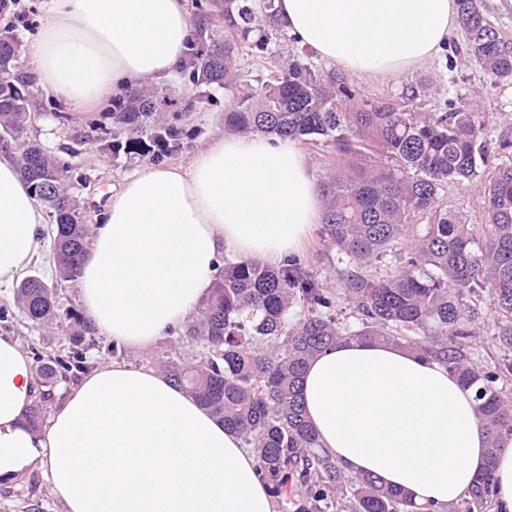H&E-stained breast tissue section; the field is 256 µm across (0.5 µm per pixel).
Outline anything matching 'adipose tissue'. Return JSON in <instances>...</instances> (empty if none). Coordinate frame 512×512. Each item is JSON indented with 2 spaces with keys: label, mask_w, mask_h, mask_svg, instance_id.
<instances>
[{
  "label": "adipose tissue",
  "mask_w": 512,
  "mask_h": 512,
  "mask_svg": "<svg viewBox=\"0 0 512 512\" xmlns=\"http://www.w3.org/2000/svg\"><path fill=\"white\" fill-rule=\"evenodd\" d=\"M25 52L39 87L79 116L120 84L152 86L183 61L187 0H48ZM289 35L319 59L387 79L430 61L455 0H276ZM322 216L300 142L221 135L185 166L142 168L90 238L80 303L95 330L149 348L208 296L228 253L279 265ZM42 203L0 153V286L40 247ZM32 362L0 337V484L45 472L64 512H275L252 451L195 398L150 369L102 362L42 428ZM306 418L327 457L446 512L486 465L474 389L437 361L361 336L304 374Z\"/></svg>",
  "instance_id": "obj_1"
}]
</instances>
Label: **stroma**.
Instances as JSON below:
<instances>
[{"label":"stroma","instance_id":"obj_1","mask_svg":"<svg viewBox=\"0 0 512 512\" xmlns=\"http://www.w3.org/2000/svg\"><path fill=\"white\" fill-rule=\"evenodd\" d=\"M45 17L46 0H16L7 11L0 12V29L11 27L15 37L24 44ZM461 43L459 30H451L446 44L431 61L385 80L358 76L340 66L324 63L313 53L300 48L286 33L278 34L275 48L283 57H294L311 65L324 79L357 84L371 99L395 103L410 99L415 106L429 110L435 107V99L423 96L414 99L410 96L411 91L419 89L428 78L441 77L450 98L458 103L467 101L472 90L483 84V75L475 66L449 68L448 58L453 55L455 46ZM155 90L159 96L176 102L178 106L187 107L186 120L199 131L193 149L183 150L170 159L171 164L188 165L194 148L202 147L212 138L223 135L227 92L224 88L211 86L207 90L208 101L195 103V86L178 73L156 85ZM33 107L38 117L29 130L30 137L48 151L65 155L78 173L86 175L89 186L79 189L78 194L87 204L91 222H101L113 192L127 178L145 167L146 159L137 155L115 157L102 153L98 144L76 142L77 134L83 133L90 123L99 120L100 110L88 111L72 119L63 128L57 121L56 113L50 108L46 95H39ZM483 110L487 114L492 139L503 136L512 138V89L487 90ZM33 503L39 504L41 512H63L42 472H33L30 482L11 484L9 493L0 492V512H27Z\"/></svg>","mask_w":512,"mask_h":512}]
</instances>
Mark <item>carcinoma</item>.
<instances>
[{"label": "carcinoma", "instance_id": "carcinoma-1", "mask_svg": "<svg viewBox=\"0 0 512 512\" xmlns=\"http://www.w3.org/2000/svg\"><path fill=\"white\" fill-rule=\"evenodd\" d=\"M463 44L455 48L491 85L512 87V37L484 0H457ZM224 38L207 27L189 44L182 72L199 88L234 93L224 131L293 138L334 157L322 176V236L344 265L339 288L327 287L300 260L278 266L224 261V271L197 311L176 330L200 347L196 358L170 353L160 371L200 401L253 450L259 477L278 512H419L406 494L369 475L344 474L318 448L302 402L311 360L345 336L391 342L440 361L476 388L477 414L488 440L485 470L450 512H489L501 435L512 433V139L490 140L480 104L419 111L407 102L374 101L345 83L326 81L297 59L283 61L273 34L243 0H224ZM0 40V144L14 150L20 176L42 201L55 278L24 277L15 304L33 331L59 329L66 344L33 350L38 398L31 428L46 417L54 388L87 368L85 337L94 333L75 309L60 315L59 291L79 278L93 225L72 192L87 178L27 137L28 76L17 73L20 44ZM265 60L260 86L243 81L240 60ZM172 102L134 88L112 101L116 126L94 122L84 134L113 155L157 163L196 138ZM476 192L481 222L448 207L445 194ZM389 259L381 276L367 272ZM488 293L497 317L500 363H478L466 349L476 336L473 306Z\"/></svg>", "mask_w": 512, "mask_h": 512}]
</instances>
